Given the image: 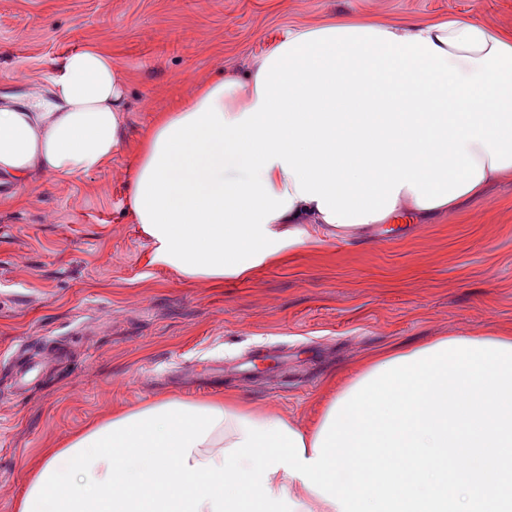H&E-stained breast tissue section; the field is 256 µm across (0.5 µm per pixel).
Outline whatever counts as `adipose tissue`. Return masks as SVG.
<instances>
[{
	"instance_id": "obj_1",
	"label": "adipose tissue",
	"mask_w": 512,
	"mask_h": 512,
	"mask_svg": "<svg viewBox=\"0 0 512 512\" xmlns=\"http://www.w3.org/2000/svg\"><path fill=\"white\" fill-rule=\"evenodd\" d=\"M125 79L109 51L52 62L48 87L0 94V183L75 178L126 143ZM512 181V30L465 18L331 19L288 30L260 58L198 81L143 134L127 208L149 264L192 283L248 278L290 246H316L376 224H422ZM412 346L382 349L304 426L239 395L194 398L223 412L190 463L222 465L241 420L297 430L305 457L331 408ZM294 512H339L301 479L268 476Z\"/></svg>"
}]
</instances>
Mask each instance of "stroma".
<instances>
[{"label":"stroma","mask_w":512,"mask_h":512,"mask_svg":"<svg viewBox=\"0 0 512 512\" xmlns=\"http://www.w3.org/2000/svg\"><path fill=\"white\" fill-rule=\"evenodd\" d=\"M337 16L512 29V0H0V93L103 47L126 81L129 143L86 176L0 185V512L44 448L113 406L232 391L301 423L330 375L380 349L512 329L511 182L425 224L294 247L245 280L148 265L126 201L141 133L192 82Z\"/></svg>","instance_id":"35a3bbf8"}]
</instances>
